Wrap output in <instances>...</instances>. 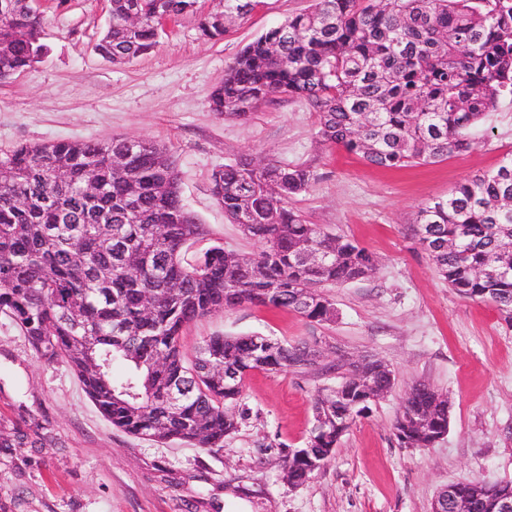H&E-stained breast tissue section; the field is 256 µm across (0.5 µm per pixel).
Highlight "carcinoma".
<instances>
[{
    "label": "carcinoma",
    "instance_id": "carcinoma-1",
    "mask_svg": "<svg viewBox=\"0 0 512 512\" xmlns=\"http://www.w3.org/2000/svg\"><path fill=\"white\" fill-rule=\"evenodd\" d=\"M0 14V80L46 54L44 17L28 0ZM129 0H112V26L97 50L125 63L157 44L153 0L132 30ZM262 0H224L201 19V36L220 39ZM172 18L199 0H166ZM512 97V0H314L268 29L235 59L212 91V111L247 121L278 96L317 113L324 141L385 169L440 162L471 147L467 131L502 96ZM121 141H57L0 150V313L48 361L77 375L116 428L158 441L224 447L239 427L244 381L257 369L310 363L309 348L255 336H211L187 361L190 323L243 305L291 309L328 322L336 308L324 287L367 277L373 255L331 237L288 207L312 173L245 158L212 173L225 215L261 245L254 258L218 245L188 262L183 249L206 235L182 202L166 148L146 140L116 166ZM93 168L98 190L85 189ZM63 169L61 187L49 172ZM415 235L437 273L459 294L512 315V154L496 169L458 183L421 207ZM236 382L224 385V372ZM393 386L381 361L351 365L318 394L307 447L326 463L360 417L358 388ZM187 389L176 406L170 393ZM448 428V398L418 382L394 424L405 448H428Z\"/></svg>",
    "mask_w": 512,
    "mask_h": 512
}]
</instances>
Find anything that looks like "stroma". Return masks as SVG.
Masks as SVG:
<instances>
[{
	"instance_id": "stroma-1",
	"label": "stroma",
	"mask_w": 512,
	"mask_h": 512,
	"mask_svg": "<svg viewBox=\"0 0 512 512\" xmlns=\"http://www.w3.org/2000/svg\"><path fill=\"white\" fill-rule=\"evenodd\" d=\"M311 4L264 0L211 41L201 38L198 16H183L161 28L150 53L115 65L96 50L109 0H41L49 51L0 83V149L114 138L167 146L182 198L207 230L189 260L213 245L247 257L258 251L215 200V170L241 157L301 166L313 178L290 207L368 249L376 266L329 288L330 322L242 306L186 328L191 357L209 337L251 333L303 342L315 354L305 366L250 373L237 432L210 451L117 430L65 363L39 357L0 314V435L29 438L0 446V512H430L449 483L512 481V319L449 288L412 231L420 207L512 153V98L470 130L467 152L399 170L324 142L300 99L266 103L246 123L212 112L210 94L242 49ZM364 358L386 363L394 387L320 471L289 485L282 457L304 447L318 391L339 382L341 365ZM418 381L447 395L448 431L433 447L404 448L394 424Z\"/></svg>"
}]
</instances>
